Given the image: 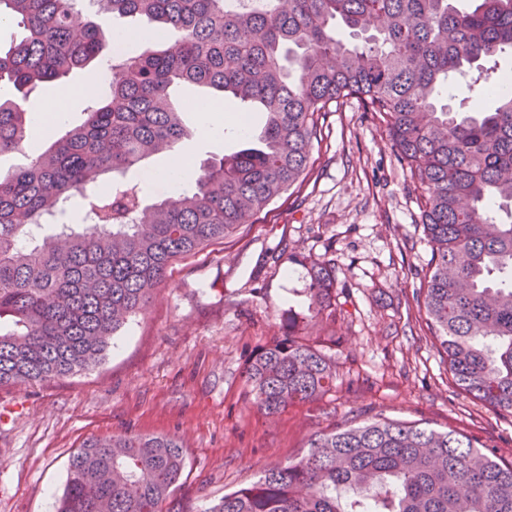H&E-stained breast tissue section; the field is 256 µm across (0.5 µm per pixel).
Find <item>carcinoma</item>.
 I'll return each mask as SVG.
<instances>
[{
	"instance_id": "cac0c4a2",
	"label": "carcinoma",
	"mask_w": 512,
	"mask_h": 512,
	"mask_svg": "<svg viewBox=\"0 0 512 512\" xmlns=\"http://www.w3.org/2000/svg\"><path fill=\"white\" fill-rule=\"evenodd\" d=\"M94 16L72 35L80 0H0V27L24 36L0 51V155L33 126L30 93L97 61L102 92L86 119L28 166L0 174V386L66 377L97 363L141 311L173 262L222 240L295 186L309 167L320 121L357 99L386 124L401 166L420 191L431 248L420 296L448 373L464 393L512 413V88L491 78L512 58V0H87ZM178 37L119 61L103 54L114 15ZM343 24L359 38L338 36ZM295 51L296 77L283 64ZM179 84L223 93L239 111L258 104V143L205 165L150 206L133 187L98 190L175 148L190 130L173 103ZM482 85L489 112L437 109L438 91ZM79 223L51 225L56 215ZM311 317L336 322V265L308 268ZM288 319L248 362L257 410L275 416L336 386V339H305ZM186 465L175 436L88 438L68 461L57 512H162ZM206 512H512V464L465 434L382 419L335 426L300 459L270 469Z\"/></svg>"
}]
</instances>
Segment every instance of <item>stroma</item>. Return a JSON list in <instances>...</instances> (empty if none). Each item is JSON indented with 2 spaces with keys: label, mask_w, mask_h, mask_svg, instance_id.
I'll return each mask as SVG.
<instances>
[{
  "label": "stroma",
  "mask_w": 512,
  "mask_h": 512,
  "mask_svg": "<svg viewBox=\"0 0 512 512\" xmlns=\"http://www.w3.org/2000/svg\"><path fill=\"white\" fill-rule=\"evenodd\" d=\"M176 92L193 131L177 144L191 170L244 148L233 129L211 137ZM44 110L64 103L49 135L0 156V169L29 163L86 117L85 97L49 84ZM161 154L126 172L151 205L173 195ZM420 201L380 119L350 99L326 113L300 184L228 239L172 264L145 308L113 337L98 364L37 385L0 386V512H54L68 459L91 437L177 436L186 468L162 512H205L225 493L306 454L321 431L381 418L417 421L473 437L512 463V415L453 382L416 293L430 270ZM336 263V386L276 416L246 397L243 371L295 317L302 336L322 335L308 311L306 265Z\"/></svg>",
  "instance_id": "1"
}]
</instances>
